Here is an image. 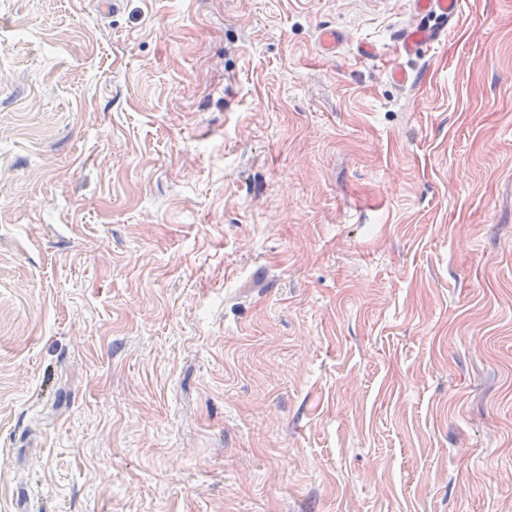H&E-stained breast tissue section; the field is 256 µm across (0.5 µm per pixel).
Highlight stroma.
<instances>
[{
    "instance_id": "obj_1",
    "label": "stroma",
    "mask_w": 512,
    "mask_h": 512,
    "mask_svg": "<svg viewBox=\"0 0 512 512\" xmlns=\"http://www.w3.org/2000/svg\"><path fill=\"white\" fill-rule=\"evenodd\" d=\"M421 21L0 0V512H512V0Z\"/></svg>"
}]
</instances>
